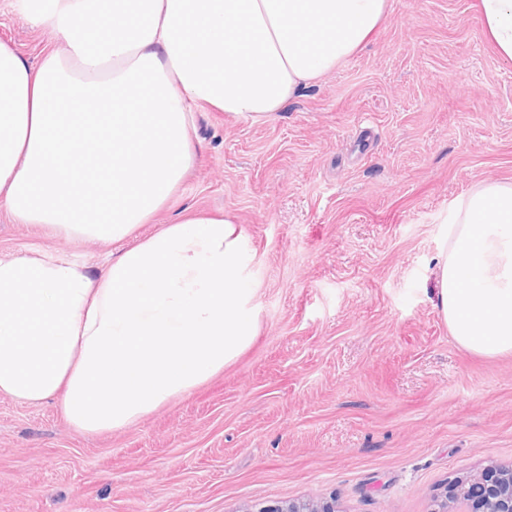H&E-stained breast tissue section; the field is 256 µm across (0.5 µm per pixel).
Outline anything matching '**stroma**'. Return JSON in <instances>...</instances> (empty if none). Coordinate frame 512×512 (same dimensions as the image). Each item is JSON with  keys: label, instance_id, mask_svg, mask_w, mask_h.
I'll return each mask as SVG.
<instances>
[{"label": "stroma", "instance_id": "1", "mask_svg": "<svg viewBox=\"0 0 512 512\" xmlns=\"http://www.w3.org/2000/svg\"><path fill=\"white\" fill-rule=\"evenodd\" d=\"M476 0H388L367 44L261 123L193 108L196 164L141 225L232 215L259 327L191 394L87 436L54 400L0 397V512H248L307 497L432 512L449 479L512 462V354L459 346L437 307L448 206L512 182V62ZM0 40L54 46L16 0ZM55 241L0 213V250Z\"/></svg>", "mask_w": 512, "mask_h": 512}]
</instances>
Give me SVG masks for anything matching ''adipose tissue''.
Returning a JSON list of instances; mask_svg holds the SVG:
<instances>
[{
    "instance_id": "1",
    "label": "adipose tissue",
    "mask_w": 512,
    "mask_h": 512,
    "mask_svg": "<svg viewBox=\"0 0 512 512\" xmlns=\"http://www.w3.org/2000/svg\"><path fill=\"white\" fill-rule=\"evenodd\" d=\"M386 0H19L58 42L0 41V210L62 250L0 253V395L57 400L95 435L190 393L258 327L252 258L228 216L187 213L92 272L66 256L134 235L195 164L197 103L258 123L359 50ZM512 61V0H478ZM437 301L468 351L512 353V184L454 201Z\"/></svg>"
}]
</instances>
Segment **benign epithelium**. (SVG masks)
<instances>
[{"label":"benign epithelium","instance_id":"1","mask_svg":"<svg viewBox=\"0 0 512 512\" xmlns=\"http://www.w3.org/2000/svg\"><path fill=\"white\" fill-rule=\"evenodd\" d=\"M256 512H338L336 503L310 498L263 505ZM433 512H512V464L495 463L483 470L448 481Z\"/></svg>","mask_w":512,"mask_h":512}]
</instances>
